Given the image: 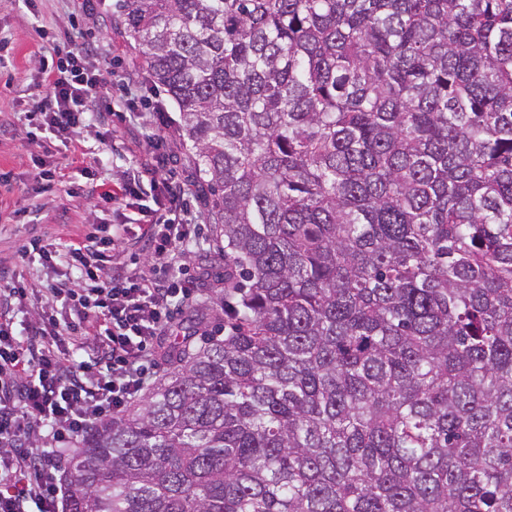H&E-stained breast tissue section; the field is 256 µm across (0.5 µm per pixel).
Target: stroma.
<instances>
[{"instance_id":"stroma-1","label":"stroma","mask_w":512,"mask_h":512,"mask_svg":"<svg viewBox=\"0 0 512 512\" xmlns=\"http://www.w3.org/2000/svg\"><path fill=\"white\" fill-rule=\"evenodd\" d=\"M117 0H35L27 7L24 0H0V51L11 60L0 71V123H9V133L0 136V170L10 172L9 183L0 185V267L14 269L32 287L49 288L67 279L69 272L60 267H43L34 259L20 260L19 253L33 239L42 243L75 240L94 224H121V209L102 204L101 193L118 191L124 173L139 159L153 151V139L165 140L170 161L156 179H143L136 188L132 202L136 209L152 215L161 212L165 202L163 186H181L191 206L199 213L198 236L182 269L183 276L196 277L198 291L189 302L173 299L175 324H183L201 314L204 330L223 328L224 313L212 309L210 297L214 287L224 278V254L211 233L204 213L206 207L199 193L198 174L189 152L180 145L174 130L179 113L167 106L165 123L129 134L125 131V112L110 107L109 102L94 99L96 112H111L112 127L122 136V143L108 147L101 144L94 128L86 127L71 141L54 142L46 163L54 173L50 186L38 188L34 180V159L42 156L37 144L28 142L20 117L40 100L38 60L48 57L61 61L66 56L64 34L80 31L96 50L102 75L112 84L113 99H131L138 111H147V89L137 95L127 93L128 84L144 77L139 53L117 36L112 14ZM49 19L51 31L37 33L36 15ZM42 205L50 219L43 224L32 223L29 212L33 204Z\"/></svg>"}]
</instances>
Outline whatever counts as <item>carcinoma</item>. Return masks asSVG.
I'll return each mask as SVG.
<instances>
[{
    "label": "carcinoma",
    "instance_id": "obj_1",
    "mask_svg": "<svg viewBox=\"0 0 512 512\" xmlns=\"http://www.w3.org/2000/svg\"><path fill=\"white\" fill-rule=\"evenodd\" d=\"M224 242V335L68 512H512V0H119Z\"/></svg>",
    "mask_w": 512,
    "mask_h": 512
}]
</instances>
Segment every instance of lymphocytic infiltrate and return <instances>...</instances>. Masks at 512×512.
<instances>
[{
    "label": "lymphocytic infiltrate",
    "instance_id": "obj_1",
    "mask_svg": "<svg viewBox=\"0 0 512 512\" xmlns=\"http://www.w3.org/2000/svg\"><path fill=\"white\" fill-rule=\"evenodd\" d=\"M39 68L43 94L24 114L29 139H68L93 123L109 144L111 122L92 120L87 108L112 93L91 45L70 39L66 65L43 59ZM165 190L163 212L134 239L148 258L141 266L117 261L127 226L100 224L74 242L34 245L45 267L73 273L47 289L39 306L23 278L0 269V512H65L60 473L70 450L148 386V358L166 335L172 299H192L195 289L156 275L186 258L199 219L181 187ZM24 312L23 336L15 319Z\"/></svg>",
    "mask_w": 512,
    "mask_h": 512
}]
</instances>
